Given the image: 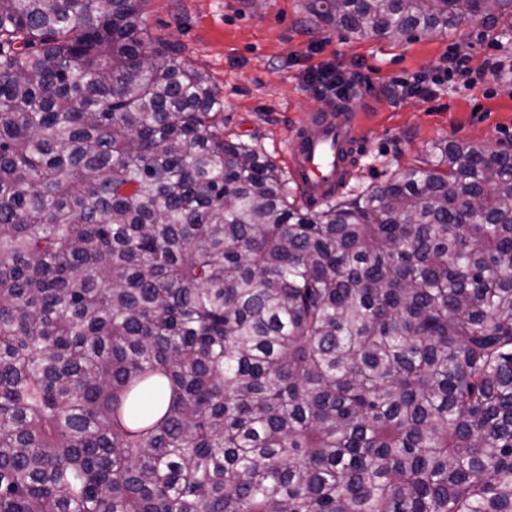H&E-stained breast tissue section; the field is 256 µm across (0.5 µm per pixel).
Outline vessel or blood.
Wrapping results in <instances>:
<instances>
[{"instance_id":"vessel-or-blood-1","label":"vessel or blood","mask_w":512,"mask_h":512,"mask_svg":"<svg viewBox=\"0 0 512 512\" xmlns=\"http://www.w3.org/2000/svg\"><path fill=\"white\" fill-rule=\"evenodd\" d=\"M366 141L365 116L348 104L312 112L291 135L290 173L297 188L318 200L340 192Z\"/></svg>"}]
</instances>
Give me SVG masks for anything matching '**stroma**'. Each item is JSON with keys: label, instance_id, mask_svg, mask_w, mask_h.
<instances>
[{"label": "stroma", "instance_id": "stroma-1", "mask_svg": "<svg viewBox=\"0 0 512 512\" xmlns=\"http://www.w3.org/2000/svg\"><path fill=\"white\" fill-rule=\"evenodd\" d=\"M307 0H147L145 24L158 42L201 71L224 103L225 137L267 155L288 175L285 144L306 113L328 101L304 81L324 62L359 68L371 88L352 105L368 115V138L344 190L354 196L416 166L443 138L512 150V40L475 18L451 33L409 38L351 35L317 23ZM474 70L490 58L501 72L464 89L447 83L434 97L394 90L392 80L430 73L451 45Z\"/></svg>", "mask_w": 512, "mask_h": 512}]
</instances>
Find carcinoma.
Returning <instances> with one entry per match:
<instances>
[{
  "instance_id": "carcinoma-1",
  "label": "carcinoma",
  "mask_w": 512,
  "mask_h": 512,
  "mask_svg": "<svg viewBox=\"0 0 512 512\" xmlns=\"http://www.w3.org/2000/svg\"><path fill=\"white\" fill-rule=\"evenodd\" d=\"M145 3L0 0V512H512V152L303 208Z\"/></svg>"
}]
</instances>
